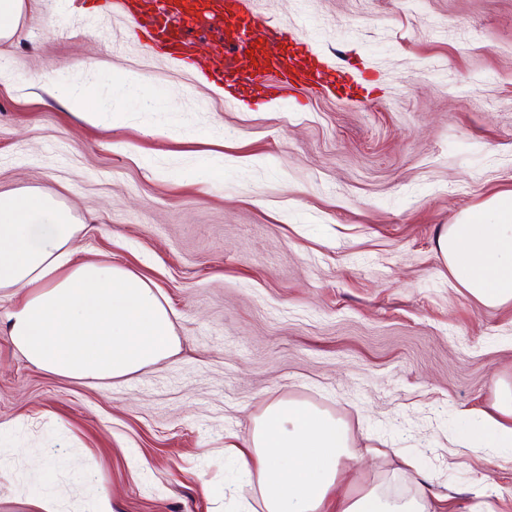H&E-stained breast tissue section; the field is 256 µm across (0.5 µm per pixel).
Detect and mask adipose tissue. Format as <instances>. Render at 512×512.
Masks as SVG:
<instances>
[{
    "mask_svg": "<svg viewBox=\"0 0 512 512\" xmlns=\"http://www.w3.org/2000/svg\"><path fill=\"white\" fill-rule=\"evenodd\" d=\"M72 209L36 188L0 191V292L21 295L8 318L13 346L32 365L77 380H116L171 356L172 312L158 288L109 261H75ZM449 273L485 306L512 301V193L463 213L437 238ZM475 437L512 447V384ZM346 425L300 401L274 400L238 452L262 512H425L422 497L392 500L378 488L331 499L344 460Z\"/></svg>",
    "mask_w": 512,
    "mask_h": 512,
    "instance_id": "obj_1",
    "label": "adipose tissue"
}]
</instances>
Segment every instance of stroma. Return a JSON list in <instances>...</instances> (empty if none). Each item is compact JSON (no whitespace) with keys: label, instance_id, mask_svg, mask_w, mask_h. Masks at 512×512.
Returning <instances> with one entry per match:
<instances>
[{"label":"stroma","instance_id":"1","mask_svg":"<svg viewBox=\"0 0 512 512\" xmlns=\"http://www.w3.org/2000/svg\"><path fill=\"white\" fill-rule=\"evenodd\" d=\"M246 3L251 42L315 50L336 90L232 97L87 0H26L0 40V190L71 206L76 260L152 280L178 338L125 380H70L13 347L0 295V512L48 489L61 512L102 493L112 512L257 510L225 449L276 399L346 424L338 494L512 512V462L449 448L512 383V302L480 304L436 250L512 191V0ZM271 21L306 45L273 43ZM62 86L105 112L84 120Z\"/></svg>","mask_w":512,"mask_h":512}]
</instances>
